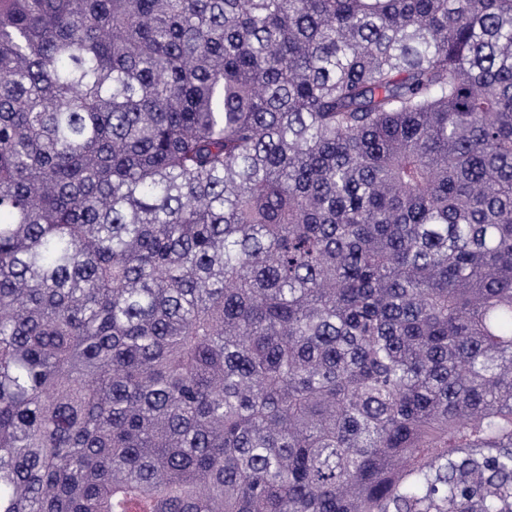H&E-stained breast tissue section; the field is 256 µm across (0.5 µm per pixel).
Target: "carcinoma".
I'll list each match as a JSON object with an SVG mask.
<instances>
[{"instance_id":"cac0c4a2","label":"carcinoma","mask_w":512,"mask_h":512,"mask_svg":"<svg viewBox=\"0 0 512 512\" xmlns=\"http://www.w3.org/2000/svg\"><path fill=\"white\" fill-rule=\"evenodd\" d=\"M0 512H512V0H0Z\"/></svg>"}]
</instances>
